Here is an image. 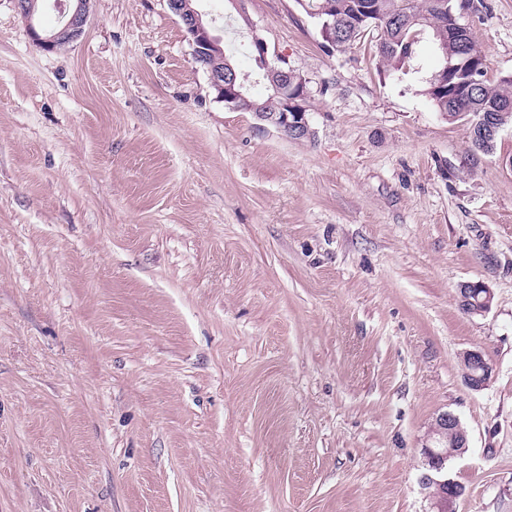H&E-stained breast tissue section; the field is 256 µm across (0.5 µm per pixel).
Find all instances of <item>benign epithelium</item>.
<instances>
[{"label":"benign epithelium","instance_id":"benign-epithelium-1","mask_svg":"<svg viewBox=\"0 0 512 512\" xmlns=\"http://www.w3.org/2000/svg\"><path fill=\"white\" fill-rule=\"evenodd\" d=\"M90 0H76L71 12L67 13V20L60 31L71 41L77 40L83 33L87 23ZM171 11L180 19L184 26L189 43L193 48V57L197 62L209 61L211 49L217 46L219 39L215 37L203 23L201 15L197 12L186 14L177 9L174 0H167ZM36 45L44 50L56 48L58 35L40 34L32 30ZM283 82L278 88L283 105L279 112H261L260 121L273 127L279 134L302 140L312 135L308 114L307 89L300 91L288 90V82L306 84L303 76L295 70L283 73ZM210 86L217 93V98L227 105H232L235 98L240 95L242 83L238 82L234 70H209ZM494 295L489 288L480 282H468L458 290V306L469 315H483L492 305ZM460 364L463 370L466 385L474 390L483 389L490 381L494 366L486 359L482 351L466 350L460 354ZM429 437L431 445L423 448V469L420 477L422 487L428 490L430 512H456V504L463 495L460 484L448 477L446 464L448 462V447L458 449L463 454L468 448V433L462 426L459 418L452 412H443L436 416L430 425Z\"/></svg>","mask_w":512,"mask_h":512}]
</instances>
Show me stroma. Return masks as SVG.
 <instances>
[{
  "instance_id": "stroma-1",
  "label": "stroma",
  "mask_w": 512,
  "mask_h": 512,
  "mask_svg": "<svg viewBox=\"0 0 512 512\" xmlns=\"http://www.w3.org/2000/svg\"><path fill=\"white\" fill-rule=\"evenodd\" d=\"M474 4L512 75V0ZM196 5L238 71L254 31L305 78L311 138L217 101L166 0L53 51L0 0V512H428L445 411L457 512H512V125L472 153L297 0ZM480 295L478 300L477 295ZM474 297V298H473ZM494 295L489 288L480 282H468L462 284L458 290V306L469 315H483L492 305ZM459 358L466 385L474 391L483 389L492 377L494 366L477 349L466 350ZM431 445L423 448V469L420 483L428 490L430 512H456V504L463 495L460 484L448 478L446 464L455 456L452 448H458L456 455L464 454L469 448L468 433L459 418L452 412L436 416L430 425ZM448 440L452 445L448 448Z\"/></svg>"
}]
</instances>
